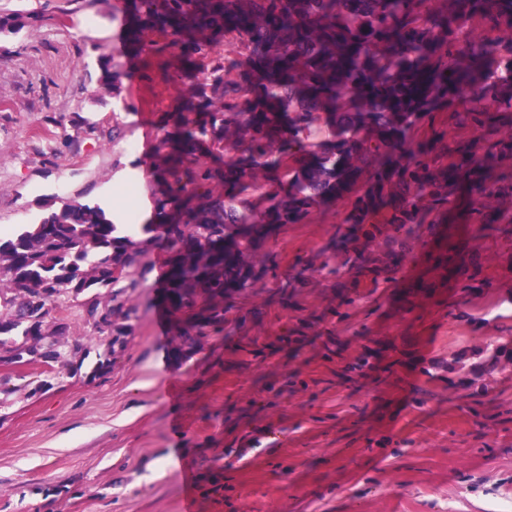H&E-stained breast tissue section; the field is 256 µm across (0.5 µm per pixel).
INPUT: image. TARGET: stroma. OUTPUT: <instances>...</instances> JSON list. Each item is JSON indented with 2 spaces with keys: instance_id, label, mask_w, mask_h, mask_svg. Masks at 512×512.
Returning <instances> with one entry per match:
<instances>
[{
  "instance_id": "35a3bbf8",
  "label": "stroma",
  "mask_w": 512,
  "mask_h": 512,
  "mask_svg": "<svg viewBox=\"0 0 512 512\" xmlns=\"http://www.w3.org/2000/svg\"><path fill=\"white\" fill-rule=\"evenodd\" d=\"M114 0H38L0 37V230L74 198L122 222L155 203L163 141L188 103L217 101L212 69L243 62L217 40L184 78L167 39L114 58ZM93 30H84L85 21ZM119 66L112 94L105 70ZM461 193L415 224L386 271L383 239L336 251L342 205L283 224L259 248L224 323L181 359L158 291L166 248L133 272V331L41 389L39 366L0 398V512H490L512 504V367L471 376L462 351L512 338V223L482 230ZM474 377L464 387L465 377ZM192 483H185V474Z\"/></svg>"
}]
</instances>
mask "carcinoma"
I'll use <instances>...</instances> for the list:
<instances>
[{"instance_id":"obj_1","label":"carcinoma","mask_w":512,"mask_h":512,"mask_svg":"<svg viewBox=\"0 0 512 512\" xmlns=\"http://www.w3.org/2000/svg\"><path fill=\"white\" fill-rule=\"evenodd\" d=\"M115 7L135 50L169 39L190 61L219 38L248 50L251 75H214L216 103L184 118L179 142L197 149L219 126L237 156L224 163V198L211 170L174 146L149 240L167 248L165 299L184 321L180 358L204 329L224 321V296L247 286L251 258L269 224H294L321 205L345 203L342 223L370 239L422 224L459 190L512 200V185L489 187L486 163L512 154V0H120ZM0 16V35L24 27ZM462 107L485 140L438 147L418 139L438 112ZM324 123L331 139L305 133ZM265 189L263 211L245 197ZM167 225L166 233L158 227ZM143 243L120 234L98 204L67 199L38 222L0 237V355L32 356L46 376L78 371L87 350L70 345L61 315L81 301L83 324L106 355L132 331L124 285L141 266Z\"/></svg>"}]
</instances>
